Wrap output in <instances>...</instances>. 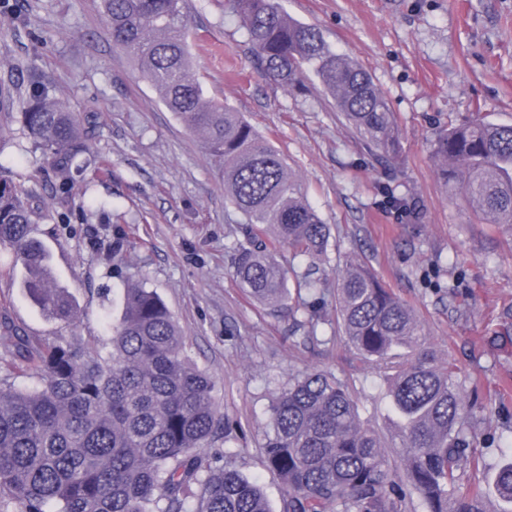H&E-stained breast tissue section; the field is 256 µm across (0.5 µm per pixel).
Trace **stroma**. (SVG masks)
<instances>
[{"label":"stroma","instance_id":"35a3bbf8","mask_svg":"<svg viewBox=\"0 0 512 512\" xmlns=\"http://www.w3.org/2000/svg\"><path fill=\"white\" fill-rule=\"evenodd\" d=\"M100 0H0V179L32 188L54 281L76 316L47 317L21 286L24 269L0 245V319L55 345L80 335L101 351L124 288L154 290L178 322L191 362L214 384V402L236 425L215 437L232 468L259 478L273 512L283 486L264 463L269 405L304 372L348 384L362 422L386 449L399 444L387 380L336 330V280L359 258L406 301L425 345L451 362L470 402L479 467L459 489L486 484L512 460V225L486 224L450 189L432 157L449 126L512 124V0H279L288 17L319 28L328 44L371 76L397 120V162L370 152L314 74L306 92L265 81L227 0H185L190 71L206 98L244 114L281 154L331 227L316 276L326 285L319 319L292 297L287 315L258 306L233 275L243 215L224 198V174L200 134L186 130L114 48ZM93 130L92 162L59 199V176L20 122L32 81ZM413 200L404 214L383 188Z\"/></svg>","mask_w":512,"mask_h":512}]
</instances>
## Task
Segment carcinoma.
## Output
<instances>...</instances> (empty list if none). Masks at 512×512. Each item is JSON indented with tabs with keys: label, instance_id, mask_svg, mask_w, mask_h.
Returning a JSON list of instances; mask_svg holds the SVG:
<instances>
[{
	"label": "carcinoma",
	"instance_id": "cac0c4a2",
	"mask_svg": "<svg viewBox=\"0 0 512 512\" xmlns=\"http://www.w3.org/2000/svg\"><path fill=\"white\" fill-rule=\"evenodd\" d=\"M262 76L288 90L312 70L336 110L366 146L398 158L394 112L371 76L336 53L316 28L289 18L277 0H229ZM112 44L130 54L167 109L204 137L224 163V190L246 219L232 256L234 277L264 306H289L291 288L323 294L305 275L290 285L284 248L311 266L330 238L299 179L278 150L232 108L204 99L190 73L184 0H101ZM23 128L53 159L60 200L87 153L79 116L38 90L23 100ZM434 156L492 224H512V125L475 119L435 142ZM32 191L0 180V245L17 253L22 287L48 316L74 318L69 292L52 284L44 243L32 235ZM336 321L348 343L387 373L402 448L390 459L360 420L346 385L316 371L270 406L263 451L284 484L281 512H487L475 485L461 494L458 470L472 455L456 369L419 346L414 310L364 265L347 262L336 283ZM7 369L38 386L0 387V512H271L255 479L224 467V455L196 452L230 428L208 376L185 353L171 312L152 290H126L107 356L83 337L46 346L18 330ZM498 496L512 505V462L493 469Z\"/></svg>",
	"mask_w": 512,
	"mask_h": 512
}]
</instances>
